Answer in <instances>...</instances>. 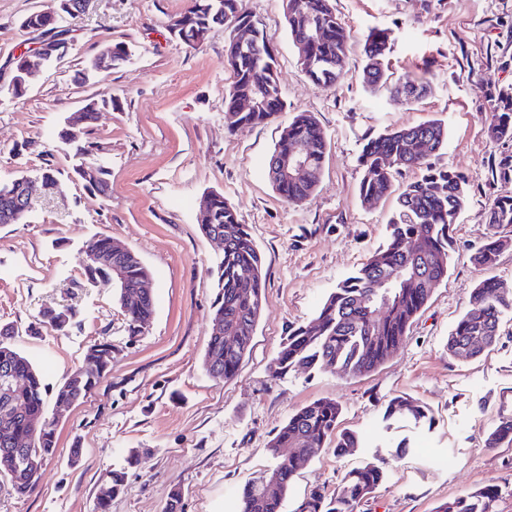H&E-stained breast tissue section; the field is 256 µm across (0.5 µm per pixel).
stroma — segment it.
I'll return each instance as SVG.
<instances>
[{
    "label": "stroma",
    "mask_w": 512,
    "mask_h": 512,
    "mask_svg": "<svg viewBox=\"0 0 512 512\" xmlns=\"http://www.w3.org/2000/svg\"><path fill=\"white\" fill-rule=\"evenodd\" d=\"M350 34L341 78L314 84L299 64L282 0H244L274 37L286 108L268 124L228 129L224 65L229 32L208 29L194 46L172 40L168 24L186 0H87L66 35L67 54L45 67L25 96L0 95V183L53 169L61 197L18 224L0 225V325L56 389L84 365L87 347L112 342V369L57 425L58 447L37 490L17 496L0 481V512H95L106 473L126 468L111 512H165L180 491L182 512H237L245 484L276 464L267 451L275 430L301 406L331 399L342 407L338 431L359 447L325 446L295 474L283 512L312 491L334 494L366 464L384 480L357 512H436L447 502L494 486V512H512V444L487 447L491 431L512 419V312L500 338L469 361L448 353V335L473 288L493 277L512 291V246L490 269L475 254L490 238L512 239V224L487 222L496 197L512 195L498 162L512 141L489 139L484 119L498 91L512 86V0H332ZM61 0H0V77L32 52L39 33L31 12L59 13ZM390 30L391 81L423 75L430 93L412 104L364 81V40ZM125 43L127 61L108 71L87 66L106 45ZM95 105L88 137L98 143L109 190L88 189L76 170L85 158L59 137L66 118ZM300 112L323 128L320 183L302 203L285 202L267 177L284 126ZM438 118L448 143L430 153L437 168L470 180L451 231L452 265L412 324L397 354L373 371L348 376L297 366L273 376L271 362L290 327L315 318L328 295L385 241L396 196L361 203L359 157L381 132ZM219 192L246 224L266 272L265 303L236 377L218 382L203 367L223 250L197 224L204 195ZM106 234L148 268L155 314L127 335L115 289L93 284L82 247ZM71 305L64 332L30 335L42 307ZM424 403L426 421L385 420L387 401ZM82 448L72 461V448ZM138 451L137 464L127 462Z\"/></svg>",
    "instance_id": "35a3bbf8"
}]
</instances>
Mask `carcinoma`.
I'll use <instances>...</instances> for the list:
<instances>
[{"instance_id":"1","label":"carcinoma","mask_w":512,"mask_h":512,"mask_svg":"<svg viewBox=\"0 0 512 512\" xmlns=\"http://www.w3.org/2000/svg\"><path fill=\"white\" fill-rule=\"evenodd\" d=\"M232 15L242 32L247 34V48L238 52L233 41L224 50V64L232 73V83L224 97V111L235 112L232 127L254 126L271 122L283 109L279 87L277 59L273 55V36L260 28L242 6V0H189L184 12L177 15L179 29L168 26L170 36L188 46L194 44V31L224 24V16ZM283 14L292 41L304 43L308 61L302 63L308 77L319 85H332L341 76L344 57L349 48V33L336 16L332 0H288ZM326 26V35L319 39L305 37L313 23ZM390 33L385 29L371 31L365 38L366 64L364 80L370 87L385 85L389 75L383 59L389 52ZM425 80L410 79L393 87L394 92L411 95L409 102L418 103L428 93ZM249 100L258 108L238 111ZM488 135L495 141L512 140V91L500 94L499 111L488 116ZM60 137L76 145L80 154L96 157L99 145L82 140L80 132L64 128ZM425 138L430 150L445 147L448 128L439 119H429L416 125L387 131L370 139L364 147L361 163L363 175L358 194L362 203L377 201L393 191L395 176L403 169H426L421 179L403 186L398 196V211L387 225L385 244L375 251L351 276L338 284L324 302L318 316L306 324L291 329L271 366L277 376L293 366H319L338 369L348 375H364L400 349L416 317L427 305L433 289L422 283L409 288H395L391 300L377 316L358 309L357 302L382 289L372 288L374 281L404 278L405 267L419 262L430 280L448 277L451 264L449 228L467 200L469 178L456 171L437 170L426 165L425 157L415 153V142ZM308 144L314 165L322 170L326 151V136L316 118L306 112L294 116L286 125L277 145L287 148L295 143ZM22 175L0 183V224H19L27 212L16 209V199L26 198V206L37 205L36 189ZM319 178L311 176L301 181H273L280 197L289 203H300L316 190ZM488 224H512V196L493 200L487 211ZM205 236L215 228L229 230L224 238V255L219 265V291L213 303L211 331L204 353L203 366L216 381L235 377L239 365L251 348L254 332L265 301L266 274L259 248L236 211L216 193L207 213L198 217ZM512 243L492 238L477 253L475 262L483 268L496 264L500 252ZM111 248V237L100 234L87 239L83 246L86 267L94 283L112 287V266L96 265L92 256ZM112 262L121 263L126 271L127 287L136 289L149 279V270L131 251L112 254ZM512 310V294L503 290L491 278L483 279L473 290L469 307L448 335V353L466 361L494 347L500 336L504 312ZM152 294H143L140 301L125 310L128 335L135 337L145 330L154 315ZM76 316L71 306L47 307L41 312L40 324L57 332L66 331ZM234 330L237 340H224V331ZM85 370L67 379L53 393H48L42 373L15 346L12 327L0 326V379L8 377L13 389L0 399V460L14 455H27L48 461L57 450L56 418L47 416L45 403L52 396L55 405L73 406L81 403L112 367V342L98 340L85 352ZM341 405L333 400H314L292 413L268 442L269 453L279 459L267 486L258 489L253 483L243 487L239 512H280L288 496L294 474L311 455V449L336 440L335 451L340 455L358 446V437L345 432L336 434ZM388 418H411L421 422L427 418L425 406L398 395L388 400ZM512 442V420L501 422L488 436L493 448ZM288 449V458L280 457ZM43 465L30 469L23 477L11 482L18 495L32 492L39 484ZM383 469L375 465L350 471L336 494L328 496L318 490L302 500L295 512H356L360 502L368 497L383 480ZM499 497L494 486L479 489L439 507L437 512H493Z\"/></svg>"}]
</instances>
